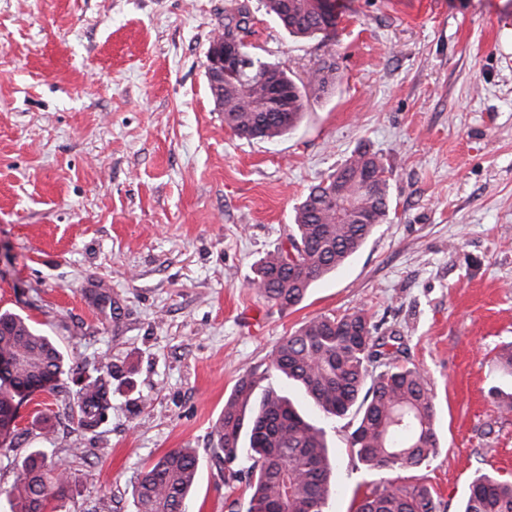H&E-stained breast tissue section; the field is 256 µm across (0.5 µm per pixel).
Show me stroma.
<instances>
[{
    "label": "stroma",
    "mask_w": 512,
    "mask_h": 512,
    "mask_svg": "<svg viewBox=\"0 0 512 512\" xmlns=\"http://www.w3.org/2000/svg\"><path fill=\"white\" fill-rule=\"evenodd\" d=\"M329 34L290 35L247 0L253 53L295 80L332 66L277 141L224 125L206 55L229 0H0V312L28 317L71 373L36 393L0 448V512L26 455L66 465L57 512H136L143 468L195 449L188 512H230L214 430L248 370L305 321L365 310L396 333L437 410L435 456L399 471L461 512L483 474L512 478V0H338ZM360 147L390 172L389 216L282 309L250 288L296 206ZM105 363L112 407L77 425L74 369ZM328 424L354 512L386 472Z\"/></svg>",
    "instance_id": "obj_1"
}]
</instances>
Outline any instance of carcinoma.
I'll return each instance as SVG.
<instances>
[{
    "instance_id": "obj_1",
    "label": "carcinoma",
    "mask_w": 512,
    "mask_h": 512,
    "mask_svg": "<svg viewBox=\"0 0 512 512\" xmlns=\"http://www.w3.org/2000/svg\"><path fill=\"white\" fill-rule=\"evenodd\" d=\"M268 15L288 11L286 30L299 37L325 33L329 23L315 0H263ZM250 10L231 0L221 36L247 48ZM245 75L208 81L224 124L245 139L276 141L299 123L306 107V88L323 92L329 84L319 68L310 84H297L277 64L249 56ZM262 72L285 82L295 92L288 112L279 118L261 109ZM389 176L382 159L359 148L328 178L310 188L295 208L288 234L292 251L280 245L262 258L251 279L258 294L281 308L300 304L308 290L342 267L389 215ZM367 312L340 317L320 315L283 337L269 366L250 369L224 402L215 428L216 456L224 463V486L233 489L250 476L246 512H323L331 488L333 466L325 428L302 414L289 397L272 387L258 390L274 371L294 384L325 421L353 416L348 444L359 461L373 469L416 468L438 447L435 405L424 373L400 361L403 350L388 349L397 337L377 336ZM0 447L7 444L18 407L36 389L51 390L66 372L58 344L28 318L0 313ZM85 379L76 393L81 426L92 430L110 408V392L102 377ZM44 454L31 452L23 472L6 491L9 512H53V502L66 489L65 478L45 467ZM250 462L248 470L239 468ZM199 458L192 448H174L141 471L135 486L136 512H185L198 478ZM433 491L424 484L396 479L362 498L357 512H437ZM463 512H512V481L483 474L471 484Z\"/></svg>"
}]
</instances>
